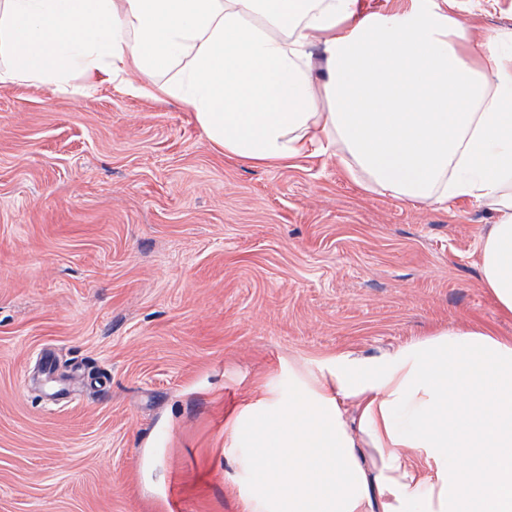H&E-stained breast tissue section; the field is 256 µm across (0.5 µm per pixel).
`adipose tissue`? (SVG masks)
Listing matches in <instances>:
<instances>
[{"instance_id": "adipose-tissue-1", "label": "adipose tissue", "mask_w": 512, "mask_h": 512, "mask_svg": "<svg viewBox=\"0 0 512 512\" xmlns=\"http://www.w3.org/2000/svg\"><path fill=\"white\" fill-rule=\"evenodd\" d=\"M13 85L115 88L250 166L325 157L368 193L484 204L482 283L512 318V28L461 0H0ZM226 440L242 512H512V338L337 354L261 387Z\"/></svg>"}]
</instances>
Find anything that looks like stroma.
I'll return each instance as SVG.
<instances>
[{"instance_id": "stroma-1", "label": "stroma", "mask_w": 512, "mask_h": 512, "mask_svg": "<svg viewBox=\"0 0 512 512\" xmlns=\"http://www.w3.org/2000/svg\"><path fill=\"white\" fill-rule=\"evenodd\" d=\"M494 214L254 168L114 89L0 87V512H241L224 427L263 384L425 332L512 337Z\"/></svg>"}]
</instances>
